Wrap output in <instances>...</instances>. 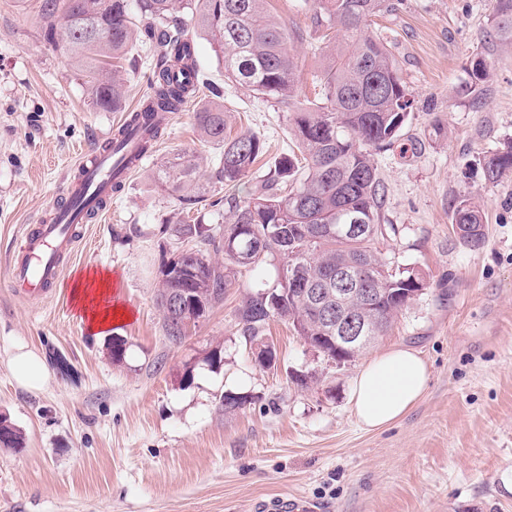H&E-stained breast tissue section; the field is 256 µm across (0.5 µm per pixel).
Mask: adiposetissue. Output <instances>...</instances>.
<instances>
[{"label": "adipose tissue", "mask_w": 512, "mask_h": 512, "mask_svg": "<svg viewBox=\"0 0 512 512\" xmlns=\"http://www.w3.org/2000/svg\"><path fill=\"white\" fill-rule=\"evenodd\" d=\"M73 305L90 332L100 333L127 317L112 301V276L97 270L80 273L70 285ZM429 377L426 362L409 347L395 345L370 358L352 386L353 412L368 429L387 427L422 397Z\"/></svg>", "instance_id": "obj_1"}]
</instances>
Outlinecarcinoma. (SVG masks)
Masks as SVG:
<instances>
[{
  "mask_svg": "<svg viewBox=\"0 0 512 512\" xmlns=\"http://www.w3.org/2000/svg\"><path fill=\"white\" fill-rule=\"evenodd\" d=\"M266 0H42L41 29L46 43L61 48L85 77L88 94L99 109L121 107L126 78L123 61L138 39L153 44L156 61L148 90L131 129L145 135L146 149L162 136L151 123L156 112H177L209 78L200 71L195 37L204 34L213 45L224 79L271 98L289 112V130L298 153L286 154L257 180L250 197L223 202L224 223L212 226L194 218L171 228L186 242L167 263L189 267L182 278L160 271L157 303L166 336L180 340L188 325L169 314L166 304L183 296L208 313L224 301L242 270L271 265L273 284L247 295L235 310L241 336L263 340L269 322L279 318L293 324L300 336L336 359L329 341L335 335L315 308L290 292L281 273L298 274L309 288L334 280L343 270L354 271L362 287L372 291V306L364 316L381 336L395 317L425 287L423 274L412 267H393L378 250L381 181L375 154L393 146L409 119L410 99L395 58L384 40L367 30L371 18L395 9L391 0H315L314 28L335 34L323 53L320 92L300 101L297 40L265 9ZM138 13L142 25L135 23ZM63 15L59 29L55 19ZM499 40L512 44V0H495L492 17ZM190 68L197 86L178 82L173 73ZM482 56L471 64V83L490 77ZM195 121L204 140L222 151L214 161L215 179L235 186L253 171L264 140L253 132L224 134V102L215 98L201 105ZM486 181L512 175V140L484 160ZM155 189L179 198L188 209L202 198L194 155L183 152L161 161L152 173ZM453 224L465 242L478 246L484 238V213L469 199L457 205ZM367 224L368 234L338 235V224ZM224 252L214 263L209 249ZM5 448L25 447L23 433L0 419Z\"/></svg>",
  "mask_w": 512,
  "mask_h": 512,
  "instance_id": "cac0c4a2",
  "label": "carcinoma"
}]
</instances>
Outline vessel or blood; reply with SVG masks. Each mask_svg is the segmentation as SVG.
Instances as JSON below:
<instances>
[{"label": "vessel or blood", "instance_id": "vessel-or-blood-1", "mask_svg": "<svg viewBox=\"0 0 512 512\" xmlns=\"http://www.w3.org/2000/svg\"><path fill=\"white\" fill-rule=\"evenodd\" d=\"M143 159L132 139L118 156L96 148L82 155L77 164L82 174L80 185H68L63 202L50 206L49 216L27 229L13 260L11 281L20 296L39 299L51 295L87 225L103 222L113 181H127Z\"/></svg>", "mask_w": 512, "mask_h": 512}]
</instances>
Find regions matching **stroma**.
<instances>
[{
  "label": "stroma",
  "mask_w": 512,
  "mask_h": 512,
  "mask_svg": "<svg viewBox=\"0 0 512 512\" xmlns=\"http://www.w3.org/2000/svg\"><path fill=\"white\" fill-rule=\"evenodd\" d=\"M41 2L0 0V414L26 438L21 450L0 448V512H260L281 499L322 512H512V176L491 184L482 169L512 139V46L490 26L495 0H399L370 21L411 101L399 142L375 156L380 221L394 229L379 249L393 265L420 270L426 285L385 336L344 365L311 350L287 322L270 321L268 366L234 311L274 278L272 267L242 273L181 340L162 329L160 266L182 246L169 227L183 213L154 190L152 169L184 150L201 158L209 183L197 214L208 224L214 200L230 193L211 178L219 146L195 125L204 89L173 113L105 222L87 225L52 296L14 295L10 266L24 232L67 187L80 152L105 142L119 118L93 107L74 63L45 43ZM267 8L297 36L301 86L314 97L324 41L309 0ZM195 45L199 68L224 89L227 135H262L255 173L266 174L294 147L286 113L225 81L207 39ZM477 53L491 76L474 86ZM464 198L485 212L476 247L452 223ZM91 266L112 272L133 313L115 329L127 347L119 365L111 336L90 333L70 300L69 283ZM20 344L47 368L46 386L17 383L10 358ZM218 345L224 364L212 368L203 357ZM394 345L421 353L427 388L395 424L368 431L353 414L352 383L370 356ZM294 371L313 378L297 385ZM228 393L246 396L245 406L224 410Z\"/></svg>",
  "instance_id": "35a3bbf8"
}]
</instances>
